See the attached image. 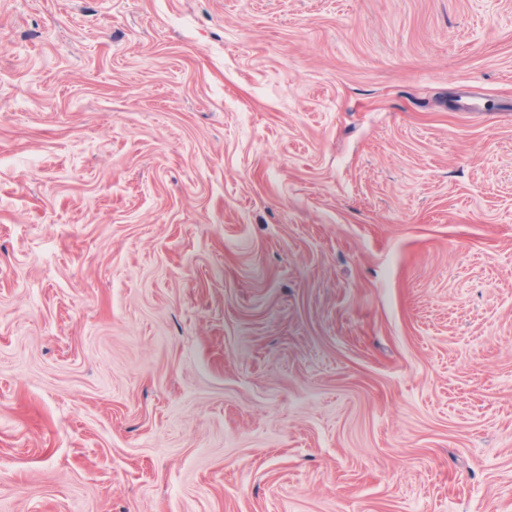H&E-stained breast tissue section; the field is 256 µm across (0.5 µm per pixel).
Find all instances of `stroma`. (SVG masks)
Masks as SVG:
<instances>
[{
  "mask_svg": "<svg viewBox=\"0 0 512 512\" xmlns=\"http://www.w3.org/2000/svg\"><path fill=\"white\" fill-rule=\"evenodd\" d=\"M510 99L512 0H0V512H512Z\"/></svg>",
  "mask_w": 512,
  "mask_h": 512,
  "instance_id": "obj_1",
  "label": "stroma"
}]
</instances>
